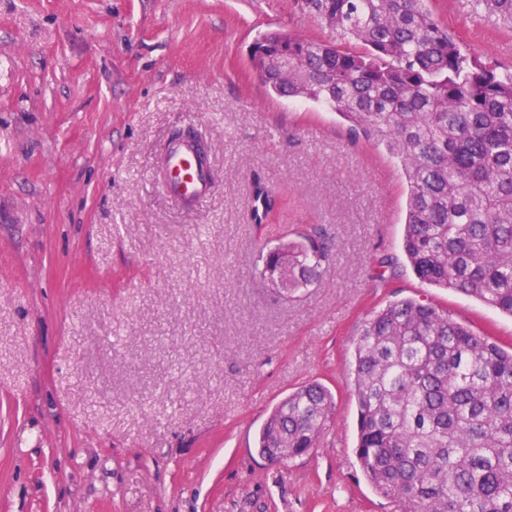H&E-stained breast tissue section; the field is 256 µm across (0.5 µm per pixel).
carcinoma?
Returning <instances> with one entry per match:
<instances>
[{
	"instance_id": "cac0c4a2",
	"label": "carcinoma",
	"mask_w": 512,
	"mask_h": 512,
	"mask_svg": "<svg viewBox=\"0 0 512 512\" xmlns=\"http://www.w3.org/2000/svg\"><path fill=\"white\" fill-rule=\"evenodd\" d=\"M429 0H301L340 48L272 32L253 62L274 94L341 114L385 146L408 183L401 246L417 278L512 316V72L481 64ZM512 22V0H474ZM328 242L303 235L262 256L288 294L320 276ZM356 455L403 512H512V349L416 299L392 302L355 346ZM332 392L303 385L259 436L283 464L317 447Z\"/></svg>"
}]
</instances>
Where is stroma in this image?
I'll use <instances>...</instances> for the list:
<instances>
[{"label":"stroma","mask_w":512,"mask_h":512,"mask_svg":"<svg viewBox=\"0 0 512 512\" xmlns=\"http://www.w3.org/2000/svg\"><path fill=\"white\" fill-rule=\"evenodd\" d=\"M429 8L512 69L507 22ZM272 31L332 36L298 0H0V512H401L355 453L367 321L413 298L512 346V317L414 274L399 162L270 94L251 55ZM186 131L214 177L192 208L154 177ZM313 231L321 279L262 284L260 251ZM312 381L336 399L318 448L269 463L261 427Z\"/></svg>","instance_id":"obj_1"}]
</instances>
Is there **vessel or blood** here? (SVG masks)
<instances>
[{"label":"vessel or blood","mask_w":512,"mask_h":512,"mask_svg":"<svg viewBox=\"0 0 512 512\" xmlns=\"http://www.w3.org/2000/svg\"><path fill=\"white\" fill-rule=\"evenodd\" d=\"M196 141L181 137L168 143L164 157V188L177 203L196 205L211 189L206 160L200 158Z\"/></svg>","instance_id":"vessel-or-blood-1"}]
</instances>
